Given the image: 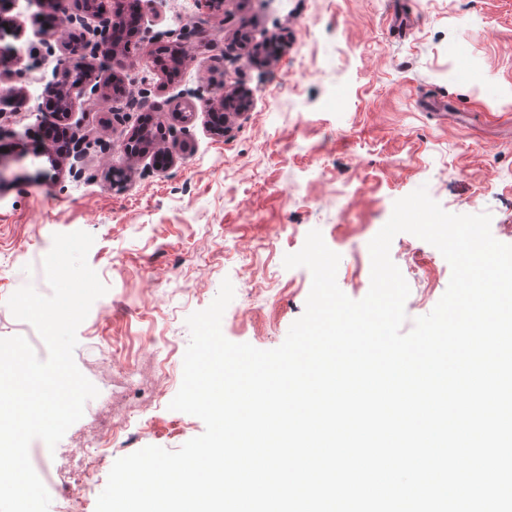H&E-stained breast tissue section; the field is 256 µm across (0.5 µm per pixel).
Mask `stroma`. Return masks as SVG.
<instances>
[{
	"mask_svg": "<svg viewBox=\"0 0 512 512\" xmlns=\"http://www.w3.org/2000/svg\"><path fill=\"white\" fill-rule=\"evenodd\" d=\"M25 27L15 46L28 81L19 108L0 115V300L24 285L51 288L43 261L57 233L94 237L87 261L107 286L77 329L74 360L113 411L137 408L121 360L151 374L156 359L182 368L187 317L207 308L223 279L235 296L222 332L262 350L280 346L304 312L307 268H285L311 230L340 256L339 288H370L368 244L396 200L419 187L446 212L490 213L495 239L512 244V0H141L145 27L163 44L199 23L209 29L181 73L148 75L126 99L67 127L81 158L55 171L37 135L44 88L64 50L35 24L34 0H6ZM246 93L243 110L214 133L193 90ZM158 104L168 142L191 151L166 170L130 158L124 142ZM128 181L112 186L110 168ZM390 256L410 287L403 331L431 312L451 268L431 244L395 236ZM143 336L165 345L142 349ZM111 344L118 365L98 363ZM150 407L146 430L122 434L113 458L153 445L178 450L204 431L195 416Z\"/></svg>",
	"mask_w": 512,
	"mask_h": 512,
	"instance_id": "obj_1",
	"label": "stroma"
}]
</instances>
